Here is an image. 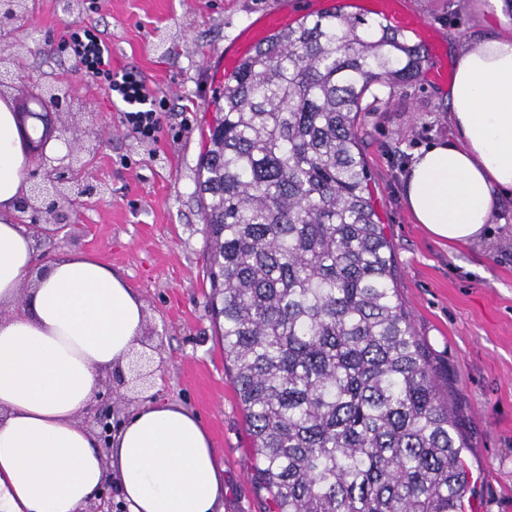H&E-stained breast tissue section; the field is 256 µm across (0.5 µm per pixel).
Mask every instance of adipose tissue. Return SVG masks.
<instances>
[{"instance_id": "adipose-tissue-1", "label": "adipose tissue", "mask_w": 512, "mask_h": 512, "mask_svg": "<svg viewBox=\"0 0 512 512\" xmlns=\"http://www.w3.org/2000/svg\"><path fill=\"white\" fill-rule=\"evenodd\" d=\"M447 103L453 132L415 154L403 196L433 239L469 243L512 193V34L479 36L456 54ZM18 119L13 97L0 96V304L17 306L0 319V512H84L109 475L128 512H217L224 467L181 404L137 407L105 457L77 423L103 373L125 369L145 312L134 288L93 256L36 271L34 241L10 215L30 190L31 141L46 138L51 157L65 147Z\"/></svg>"}]
</instances>
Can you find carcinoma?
Masks as SVG:
<instances>
[{"label":"carcinoma","mask_w":512,"mask_h":512,"mask_svg":"<svg viewBox=\"0 0 512 512\" xmlns=\"http://www.w3.org/2000/svg\"><path fill=\"white\" fill-rule=\"evenodd\" d=\"M424 62L379 19L314 15L242 60L208 128L195 194L269 512H463L472 495L356 123Z\"/></svg>","instance_id":"1"}]
</instances>
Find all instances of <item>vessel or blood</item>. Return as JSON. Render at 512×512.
Here are the masks:
<instances>
[{
  "label": "vessel or blood",
  "instance_id": "obj_1",
  "mask_svg": "<svg viewBox=\"0 0 512 512\" xmlns=\"http://www.w3.org/2000/svg\"><path fill=\"white\" fill-rule=\"evenodd\" d=\"M344 6L379 17L397 28L429 44L431 51H438L440 40L434 30L415 15L409 13L403 0H300L298 6L280 5L263 12L255 21L243 28L237 37L224 48L225 71L236 69L241 60L258 42L278 31L296 24L302 18L321 11H335Z\"/></svg>",
  "mask_w": 512,
  "mask_h": 512
}]
</instances>
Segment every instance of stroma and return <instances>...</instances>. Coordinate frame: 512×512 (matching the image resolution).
<instances>
[{
  "label": "stroma",
  "instance_id": "obj_1",
  "mask_svg": "<svg viewBox=\"0 0 512 512\" xmlns=\"http://www.w3.org/2000/svg\"><path fill=\"white\" fill-rule=\"evenodd\" d=\"M278 0H28L29 18L0 38V93L46 109L70 139L97 132L84 156L87 182L105 192L59 204L49 213H18L36 241L38 265L89 254L121 273L141 298L143 352L157 369L147 391L113 382L117 420L163 398L197 414L224 466V512H268L255 455L211 306L206 232L195 191L207 128L220 92L205 70L240 27ZM441 36V65L480 32L512 34V11L499 0H404ZM92 28L109 46L114 68H136L149 91L166 100L164 130L131 133L123 105L86 81L64 47ZM65 88L39 104V82ZM358 132L370 189L391 242L394 287L430 353L443 396L467 445L476 480L472 512H512V196L500 199L487 235L441 243L417 224L403 198L414 154L451 134L438 84L418 77L360 113ZM48 224L62 225L55 236Z\"/></svg>",
  "mask_w": 512,
  "mask_h": 512
}]
</instances>
